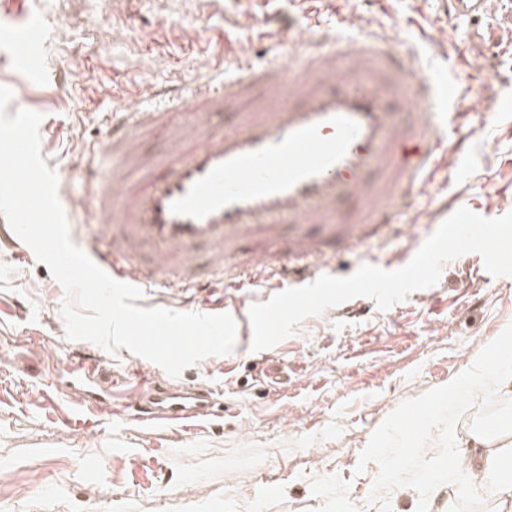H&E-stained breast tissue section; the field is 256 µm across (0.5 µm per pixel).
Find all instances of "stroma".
Returning <instances> with one entry per match:
<instances>
[{"label": "stroma", "instance_id": "1", "mask_svg": "<svg viewBox=\"0 0 512 512\" xmlns=\"http://www.w3.org/2000/svg\"><path fill=\"white\" fill-rule=\"evenodd\" d=\"M26 0L41 30L28 42L42 73L34 80L0 41V85L42 114L43 157L62 181L78 240L105 231L84 214L93 195L88 167L107 110L134 86L190 80L215 54L293 65L290 45L268 49L251 29L265 16L333 26L341 16L384 31L412 49L420 69L463 77L469 136L463 161L438 150V166L398 221L406 234L371 236L369 252L399 259L428 226L457 205L495 218L512 211V119L480 122L479 111L512 94V0H490L479 20L450 19L443 0ZM267 284L144 292L142 308L225 306L273 296ZM64 291L48 266L17 241L0 216V512H378L368 502L379 467L356 474L372 432L403 401L452 381L512 322V276H493L479 254L445 264L439 281L389 310L357 297L305 319L294 336L186 368L175 382L207 386L223 413L178 426L148 425L127 411L136 369L159 365L84 341L72 346L60 314ZM100 359L98 406L65 383L67 359Z\"/></svg>", "mask_w": 512, "mask_h": 512}]
</instances>
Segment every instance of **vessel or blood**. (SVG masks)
<instances>
[{
	"mask_svg": "<svg viewBox=\"0 0 512 512\" xmlns=\"http://www.w3.org/2000/svg\"><path fill=\"white\" fill-rule=\"evenodd\" d=\"M25 0H0V38L28 39ZM489 0H448L458 18L485 14ZM303 65L288 82L249 58L234 71L214 69L210 81L145 87L109 121L106 154L118 157L126 179L92 183L104 239L85 253L112 278L140 288H204L214 281L277 287L332 274L331 257L358 252L373 225L393 221L427 184L437 150L452 143L467 154V138L442 101L458 100L455 82L418 69L392 39L314 24L301 45ZM265 86L254 99L255 86ZM187 118L162 125L171 106ZM236 109L237 122L216 128L213 113ZM163 127L161 156L138 149L142 134ZM357 211L337 220L340 201ZM320 224L326 233L285 239L283 223ZM99 361L70 360V384L83 387ZM209 392L173 389L149 377L132 411L142 422L176 425L216 414Z\"/></svg>",
	"mask_w": 512,
	"mask_h": 512,
	"instance_id": "b4317fda",
	"label": "vessel or blood"
}]
</instances>
